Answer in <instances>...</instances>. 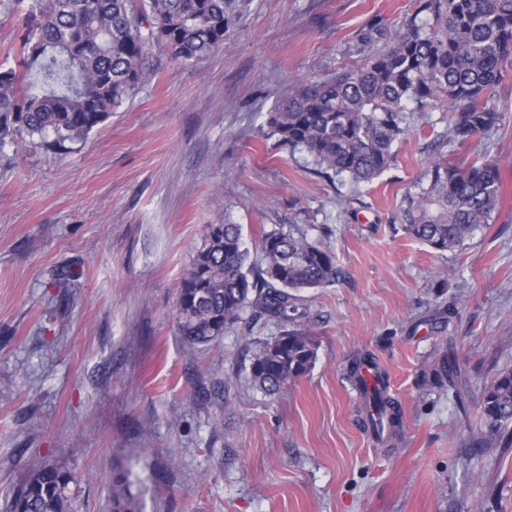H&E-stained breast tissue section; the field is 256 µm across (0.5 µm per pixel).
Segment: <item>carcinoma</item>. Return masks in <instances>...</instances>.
Wrapping results in <instances>:
<instances>
[{"mask_svg":"<svg viewBox=\"0 0 512 512\" xmlns=\"http://www.w3.org/2000/svg\"><path fill=\"white\" fill-rule=\"evenodd\" d=\"M412 15L382 21L364 33L365 63L326 80L284 89L268 113L280 146L306 153L322 175L369 184L395 164L394 145L409 131L413 113L445 102L454 112L447 142L465 149L479 135L504 126L489 102L512 62V0H415ZM228 0H30L15 37L20 69H0V146L18 134L53 137L62 148L102 124L145 78L144 55L156 43L191 63L223 41ZM48 56L44 89L29 82L28 57ZM498 164L448 161L436 149L422 177L403 197L397 219L405 232L439 254L454 252L499 217L503 201ZM263 267L246 268L248 250L238 224L207 225L202 247L184 274L178 297V334L206 345L247 311L284 326L256 342L250 380L268 395L307 374L317 357L295 293L322 288L337 276L336 255L294 226L262 232ZM367 424L377 437L393 433L398 411L384 374L367 385ZM483 416L489 431L512 425V369L487 387ZM74 472L32 463L9 501V512H70ZM141 479L129 464L113 472L112 512H142Z\"/></svg>","mask_w":512,"mask_h":512,"instance_id":"carcinoma-1","label":"carcinoma"}]
</instances>
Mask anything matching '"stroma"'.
Here are the masks:
<instances>
[{
    "label": "stroma",
    "mask_w": 512,
    "mask_h": 512,
    "mask_svg": "<svg viewBox=\"0 0 512 512\" xmlns=\"http://www.w3.org/2000/svg\"><path fill=\"white\" fill-rule=\"evenodd\" d=\"M414 0H230L224 43L194 63L153 45L146 78L85 140L0 146V512L30 463L81 475L71 512H111L112 473L134 464L144 512H512V447L490 436L485 389L512 368V71L493 97L504 132L496 223L439 256L396 215L452 114L437 105L373 183L319 176L269 138L295 81L362 65L360 39ZM298 225L338 274L297 305L317 344L306 375L253 386L244 317L207 346L177 331L181 279L208 225ZM74 272L70 287L55 281ZM371 355L401 412L365 426L349 373Z\"/></svg>",
    "instance_id": "stroma-1"
}]
</instances>
